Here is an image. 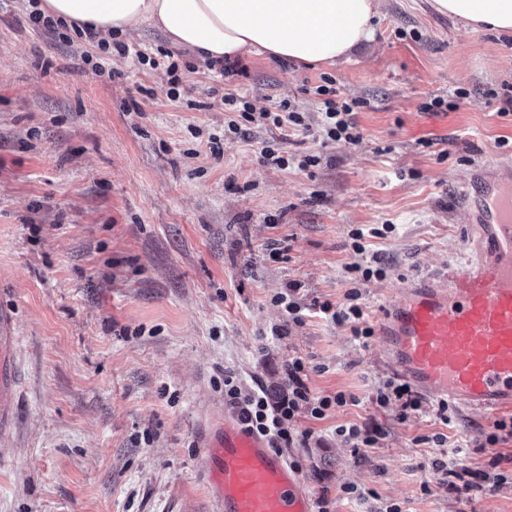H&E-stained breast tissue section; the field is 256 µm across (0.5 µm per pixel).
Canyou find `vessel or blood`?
I'll use <instances>...</instances> for the list:
<instances>
[{"mask_svg":"<svg viewBox=\"0 0 512 512\" xmlns=\"http://www.w3.org/2000/svg\"><path fill=\"white\" fill-rule=\"evenodd\" d=\"M468 242L477 261L449 266L438 287L410 285L385 331L397 375L420 392L485 414L512 409V169L482 166ZM13 321L0 313V438L15 422ZM209 512H314L287 458L235 417L197 426Z\"/></svg>","mask_w":512,"mask_h":512,"instance_id":"vessel-or-blood-1","label":"vessel or blood"}]
</instances>
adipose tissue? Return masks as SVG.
Masks as SVG:
<instances>
[{"mask_svg":"<svg viewBox=\"0 0 512 512\" xmlns=\"http://www.w3.org/2000/svg\"><path fill=\"white\" fill-rule=\"evenodd\" d=\"M463 25L512 33V0H430ZM380 0H43L45 13L124 36L148 23L200 60L246 55L325 65L372 40Z\"/></svg>","mask_w":512,"mask_h":512,"instance_id":"adipose-tissue-1","label":"adipose tissue"}]
</instances>
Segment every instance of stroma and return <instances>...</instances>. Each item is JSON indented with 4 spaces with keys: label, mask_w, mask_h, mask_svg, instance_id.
<instances>
[{
    "label": "stroma",
    "mask_w": 512,
    "mask_h": 512,
    "mask_svg": "<svg viewBox=\"0 0 512 512\" xmlns=\"http://www.w3.org/2000/svg\"><path fill=\"white\" fill-rule=\"evenodd\" d=\"M25 6L0 0V308L14 321L18 375L0 512H202L194 433L213 404L235 415L225 373L280 392L297 357L312 393L359 399L323 420L299 417L312 435L284 451L329 512H512V483L460 495L433 469L438 433L444 448H467L475 471L512 452L484 445L493 415L457 405L445 425L428 395L403 419L380 410L374 389L393 375L380 335L359 343L316 311L271 335L284 320L272 298L289 283L335 304L359 288L375 328L401 287L476 260L463 198L482 163H512V113L499 112L512 91V34L463 28L427 0H382L373 42L349 60L247 57L223 76L144 24L105 81L81 60L96 42L51 40ZM160 48L185 68L175 99L165 70L136 57ZM325 75L365 102L358 144L292 130L282 150L319 162L281 169L259 161L268 128L225 134L228 93L317 121L313 89ZM458 89L468 93L458 109L421 111ZM212 133L223 137L217 156ZM385 224L392 232L365 240L385 275L355 284L348 268L362 256L349 233ZM372 418L387 435L365 455L334 433Z\"/></svg>",
    "instance_id": "obj_1"
}]
</instances>
